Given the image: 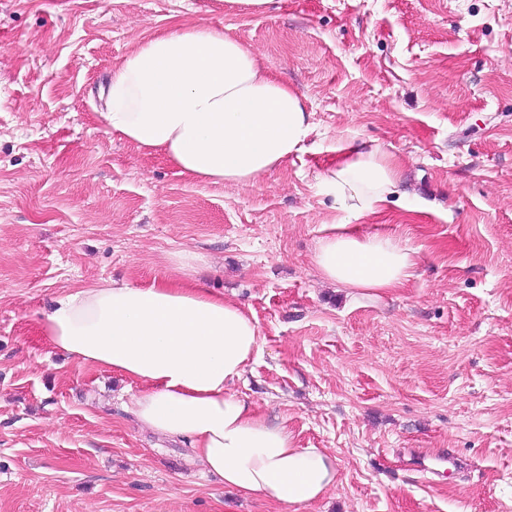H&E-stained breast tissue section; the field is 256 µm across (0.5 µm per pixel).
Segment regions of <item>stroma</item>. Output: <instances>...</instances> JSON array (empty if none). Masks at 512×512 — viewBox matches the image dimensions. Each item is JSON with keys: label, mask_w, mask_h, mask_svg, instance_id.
Masks as SVG:
<instances>
[{"label": "stroma", "mask_w": 512, "mask_h": 512, "mask_svg": "<svg viewBox=\"0 0 512 512\" xmlns=\"http://www.w3.org/2000/svg\"><path fill=\"white\" fill-rule=\"evenodd\" d=\"M176 21L306 98L304 149L255 185L190 180L100 119L111 71ZM342 142L403 168L358 227L415 266L374 300L314 264L350 221L319 181ZM180 252L257 322L231 392L335 457L319 501L226 490L138 425L140 383L44 338L59 297L181 278ZM0 512H512V0H0Z\"/></svg>", "instance_id": "1"}]
</instances>
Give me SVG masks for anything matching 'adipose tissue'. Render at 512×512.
Listing matches in <instances>:
<instances>
[{"instance_id":"adipose-tissue-1","label":"adipose tissue","mask_w":512,"mask_h":512,"mask_svg":"<svg viewBox=\"0 0 512 512\" xmlns=\"http://www.w3.org/2000/svg\"><path fill=\"white\" fill-rule=\"evenodd\" d=\"M102 119L138 150L164 153L191 178L247 187L302 151L312 132L304 97L271 77L259 55L223 31L176 24L140 43L113 74ZM322 180L354 218L397 194L401 170L380 147L336 149ZM320 275L342 288H398L415 265L390 238L333 225L315 253ZM41 331L82 367L144 383L139 425L186 440L196 461L246 498L305 505L336 484V460L296 447L287 429L231 393L258 348L239 305L189 282L81 288L45 312Z\"/></svg>"}]
</instances>
